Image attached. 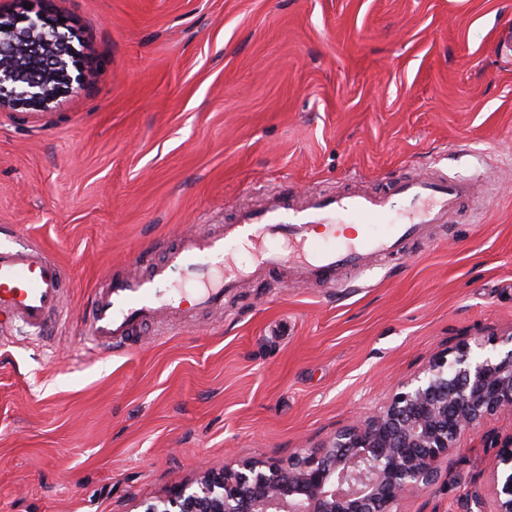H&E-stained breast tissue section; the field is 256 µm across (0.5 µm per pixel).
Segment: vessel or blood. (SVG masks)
<instances>
[{"mask_svg": "<svg viewBox=\"0 0 512 512\" xmlns=\"http://www.w3.org/2000/svg\"><path fill=\"white\" fill-rule=\"evenodd\" d=\"M266 196L264 207L240 210L220 233L181 236L141 276L109 272L84 317L86 339L104 353L128 349L160 314L180 313L187 302L197 310L223 308L225 294L243 279L283 266L301 281L336 284L371 258L429 245L431 225L448 223L473 189L435 170L401 177L384 189L298 194L281 187ZM232 241L249 251L248 267L227 253ZM67 287L60 263L41 247L0 244V327L45 333Z\"/></svg>", "mask_w": 512, "mask_h": 512, "instance_id": "b4317fda", "label": "vessel or blood"}]
</instances>
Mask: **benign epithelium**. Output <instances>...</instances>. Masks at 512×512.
I'll return each mask as SVG.
<instances>
[{
    "label": "benign epithelium",
    "instance_id": "1",
    "mask_svg": "<svg viewBox=\"0 0 512 512\" xmlns=\"http://www.w3.org/2000/svg\"><path fill=\"white\" fill-rule=\"evenodd\" d=\"M68 25L44 11L0 13V111H45L82 82ZM32 56L44 78L16 84V62ZM512 415V348L476 359L468 343L401 383L390 403L288 461L249 460L206 470L142 504L143 512H393L402 496L436 483L439 464L493 415ZM497 449L488 492L476 489L477 512H512V433L483 434Z\"/></svg>",
    "mask_w": 512,
    "mask_h": 512
}]
</instances>
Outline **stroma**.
<instances>
[{
  "mask_svg": "<svg viewBox=\"0 0 512 512\" xmlns=\"http://www.w3.org/2000/svg\"><path fill=\"white\" fill-rule=\"evenodd\" d=\"M83 81L0 112V227L70 283L46 336L0 333V512H141L202 468L287 459L512 329V0H33ZM476 195L437 242L317 288L279 274L129 349L84 342L107 272L221 229L260 190L428 167ZM488 418L396 512H469Z\"/></svg>",
  "mask_w": 512,
  "mask_h": 512,
  "instance_id": "35a3bbf8",
  "label": "stroma"
}]
</instances>
